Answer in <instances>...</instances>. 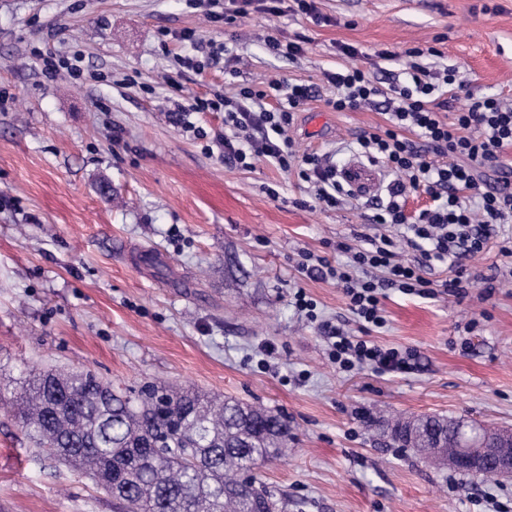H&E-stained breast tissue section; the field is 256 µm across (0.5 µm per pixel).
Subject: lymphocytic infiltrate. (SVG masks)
<instances>
[{"instance_id":"f902f5d3","label":"lymphocytic infiltrate","mask_w":512,"mask_h":512,"mask_svg":"<svg viewBox=\"0 0 512 512\" xmlns=\"http://www.w3.org/2000/svg\"><path fill=\"white\" fill-rule=\"evenodd\" d=\"M282 2L193 0L208 21L227 24L253 12L280 14ZM435 53L432 47L408 49L406 55L412 60L408 81L386 91L371 73L353 66L324 74L333 91L327 104L334 111L365 107L384 111L386 125L357 139L361 153L394 176L388 201L376 206L368 221L406 225L410 245L421 253L417 260L402 258L394 241L380 235L366 237L346 264L303 254L299 272L336 280L359 324L355 335L327 322L321 326L329 356L344 372L364 366L380 374L413 372L415 351L385 347L370 338L371 331L386 323L383 300L388 291L420 297L432 294L424 270L437 261L455 272L453 278L442 281L444 293L464 298V259L484 250L494 225L512 223V166L501 161L503 148L512 146V101L468 90L465 105L451 109L444 89L456 83L455 69L432 72L416 62L417 57ZM316 95L313 86L275 78L262 89L242 87L231 96L195 97L178 113L183 117L193 112L223 113L226 133L217 143L225 162L252 169L266 160L283 171H296L308 184L313 201L332 209L342 204L344 196L334 168L318 154L298 155L291 135L296 113ZM270 98L275 101L271 107L266 104ZM449 109L454 118L448 123L440 114ZM419 189L431 196L432 204L411 222L404 203L410 192Z\"/></svg>"}]
</instances>
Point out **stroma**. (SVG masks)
I'll return each instance as SVG.
<instances>
[{
	"instance_id": "1",
	"label": "stroma",
	"mask_w": 512,
	"mask_h": 512,
	"mask_svg": "<svg viewBox=\"0 0 512 512\" xmlns=\"http://www.w3.org/2000/svg\"><path fill=\"white\" fill-rule=\"evenodd\" d=\"M319 7L331 25L291 12L211 23L189 0H0V392L18 391L35 370L79 367L121 389L143 380L193 387L287 419L293 450L258 477L288 494V512H478L472 498L506 500L512 479L431 467L387 447L372 418L512 427V266L497 246L512 223L466 259L465 298L389 291L386 324L371 338L417 351L404 375L337 370L318 324L358 325L340 285L305 277L297 261L302 251L333 260L337 245L382 233L402 257L417 255L403 227L367 221L391 177L356 141L385 115L331 110L324 71L354 65L387 83L404 72L406 49L432 46L438 56L421 65L454 66L474 93L510 100L512 0ZM183 29L231 49L233 72L220 63L180 70L177 56L195 50L166 33ZM298 32L309 41L294 60L264 43ZM344 44L358 56L341 55ZM41 48L79 55L83 79L46 76ZM272 76L319 91L291 131L299 152L327 155L340 178L362 169L342 206H307L306 184L276 164L225 163L212 146L223 113H192L186 126L173 119L193 97L260 89ZM300 290L317 321L295 307ZM0 512L120 505L89 476L41 460L13 410L0 408Z\"/></svg>"
}]
</instances>
